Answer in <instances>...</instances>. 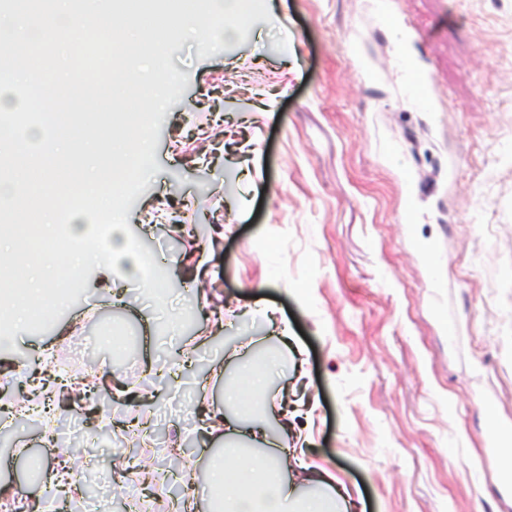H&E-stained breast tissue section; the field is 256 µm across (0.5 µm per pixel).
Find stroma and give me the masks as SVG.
<instances>
[{"instance_id": "35a3bbf8", "label": "stroma", "mask_w": 512, "mask_h": 512, "mask_svg": "<svg viewBox=\"0 0 512 512\" xmlns=\"http://www.w3.org/2000/svg\"><path fill=\"white\" fill-rule=\"evenodd\" d=\"M171 62L187 82L128 211L169 279L165 311L139 282L117 281L116 303L91 277L0 352L7 397L18 353L71 370L91 356L133 381L100 405L122 445L67 410L49 430L0 427V486L54 465L52 435L84 446L82 490L112 512L171 453L179 476L150 512L189 491L210 512L209 460L241 443L200 419L239 363L276 353L270 392L306 397L307 463L364 512H512V0H250L222 50L189 38ZM183 310L192 325L161 332Z\"/></svg>"}]
</instances>
